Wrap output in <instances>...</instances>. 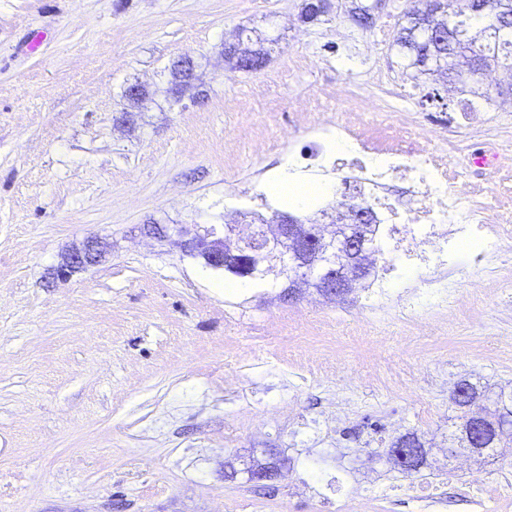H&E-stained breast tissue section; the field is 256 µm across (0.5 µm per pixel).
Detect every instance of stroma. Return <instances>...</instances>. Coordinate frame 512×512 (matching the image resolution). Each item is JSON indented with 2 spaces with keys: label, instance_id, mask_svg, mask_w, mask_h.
I'll list each match as a JSON object with an SVG mask.
<instances>
[{
  "label": "stroma",
  "instance_id": "1",
  "mask_svg": "<svg viewBox=\"0 0 512 512\" xmlns=\"http://www.w3.org/2000/svg\"><path fill=\"white\" fill-rule=\"evenodd\" d=\"M335 2L305 23L304 0H0V512H336L371 483L392 496L355 512H485L440 449L458 380L487 405L512 389V302L477 303L482 330L454 314L419 336L394 311L379 335L337 325L351 298L291 301L272 274L227 294L223 272L140 234L253 211L240 189L276 173L293 101L329 97L361 38L400 73L390 40L410 0H380L368 32ZM242 26L274 41L259 71L221 56ZM334 27L348 40L329 42ZM302 41L321 59L289 71ZM184 56L196 88L177 102ZM259 138L271 149L254 153ZM90 236L106 260L54 278ZM408 432L430 459L411 476L382 458ZM257 463L281 478L249 484ZM428 484L441 502L420 498ZM172 72L174 77L170 90L179 97L195 80L193 63L188 59L178 60L173 64Z\"/></svg>",
  "mask_w": 512,
  "mask_h": 512
}]
</instances>
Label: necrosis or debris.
<instances>
[{"instance_id":"4bbe7bcc","label":"necrosis or debris","mask_w":512,"mask_h":512,"mask_svg":"<svg viewBox=\"0 0 512 512\" xmlns=\"http://www.w3.org/2000/svg\"><path fill=\"white\" fill-rule=\"evenodd\" d=\"M368 81L386 93L370 110L362 105L359 84L345 79L336 85L337 101L357 114L352 121L298 103L305 143L289 146L282 162L289 181L314 179L315 193L299 206L321 212L322 223L361 206L375 214L366 257L374 275L354 290L358 315L380 325L398 308L427 334L439 315L472 305L476 294L465 291L460 278L467 267L492 279L498 298L511 300L512 195L480 201L467 176L449 174L450 167L467 164L461 131L489 121L483 97L407 125L399 115L411 111L416 85L379 67L370 69Z\"/></svg>"}]
</instances>
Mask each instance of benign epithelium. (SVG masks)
Returning <instances> with one entry per match:
<instances>
[{
	"instance_id": "benign-epithelium-1",
	"label": "benign epithelium",
	"mask_w": 512,
	"mask_h": 512,
	"mask_svg": "<svg viewBox=\"0 0 512 512\" xmlns=\"http://www.w3.org/2000/svg\"><path fill=\"white\" fill-rule=\"evenodd\" d=\"M335 9V0H308L305 7L306 21L312 22ZM433 16L434 13L429 9L418 14L422 31L442 45L446 28L435 22ZM222 56L237 69L248 68L261 59L259 50L245 47L237 39L225 42ZM436 68L440 71L452 70L459 80H478L484 73L480 58H472L468 66L462 69L455 65V54L452 52L438 57ZM172 72L171 92L179 96L195 80L193 63L188 59L179 60L173 64ZM368 217L367 210L355 212L350 222L343 225L339 238L328 240L319 235L320 225L306 224L290 214L282 215L280 223L270 224L247 237H233V227L223 224L147 225L143 231L157 239L176 242L183 252L213 270L224 269L225 252H237L243 256L241 272L246 276L258 271L272 245L281 244V266L294 274L288 300L300 298L303 288L311 280L315 281L316 290L322 297L335 300L349 293L354 283L368 272L364 263V255L368 250L365 235ZM105 255L102 241L95 237L88 238L63 256L56 273L68 276L101 263ZM487 413L484 407L478 411L470 409L467 413L470 420L462 429V436L476 453L484 449L489 437L490 426L488 420L484 419ZM420 454V448L412 452L407 448H396L386 456V462L405 474H412Z\"/></svg>"
}]
</instances>
